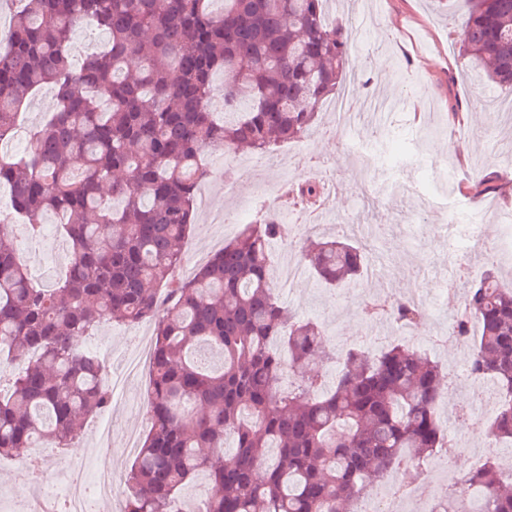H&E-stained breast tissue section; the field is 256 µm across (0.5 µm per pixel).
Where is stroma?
Instances as JSON below:
<instances>
[{"label":"stroma","instance_id":"1","mask_svg":"<svg viewBox=\"0 0 512 512\" xmlns=\"http://www.w3.org/2000/svg\"><path fill=\"white\" fill-rule=\"evenodd\" d=\"M324 10L327 22L340 21L348 27L349 69L362 81L363 96L389 100L403 113L410 112L416 101L425 107L417 122L389 137L384 136L385 125L378 119L362 124V137L382 138L387 156L399 168L401 189L377 200L363 195L362 166L346 153L343 138L329 135L336 120L324 107L304 138L275 148L263 181L242 178L233 183L227 177L236 161L252 164L255 156L242 152L221 161L205 155L204 161L212 169L204 184L207 202L195 208L185 252L203 258L233 239L237 228L212 223V214L227 208L242 210L270 183L299 180V153L319 156L324 162L319 176L329 191L328 214L319 231L328 233L342 220L354 222L369 216L371 224L386 228L379 246L388 258L379 264L376 274L365 275L347 288H326L314 274H307L281 299L298 318L317 322L329 333L352 338L365 347L374 339L384 338L389 328L362 317L361 299L417 292L429 296L440 287L441 280L432 271L448 263L445 228L449 211L482 224L486 236L498 234L499 214L512 211V165L504 159L505 153L512 151V114L492 109L501 91L480 85L474 65L461 55L458 32L466 18L463 0H326ZM411 70L421 79L413 102L406 100L403 82L404 74ZM54 104V93L47 87L27 101L21 110V130L0 144V152L24 153V138ZM455 112L461 113V121L452 120ZM489 171L500 175L501 193L473 199L457 192V184ZM419 224L424 230L416 238L411 228ZM452 315L449 309L436 310L404 338L406 345L426 353L449 371L462 362V355L434 346L431 338L447 329ZM93 336L112 345V379L119 389L104 411L88 419L82 435L73 443V456L82 460L84 475L107 468L121 480L134 461L124 447L125 433L133 429L143 433L149 427L142 401L150 383L149 364H142L128 377L123 362L142 341L151 340L152 328L147 324L107 323L96 328ZM480 442L477 434L466 440L453 438L451 446L438 453L442 472L463 473L475 468V455L495 459L512 450V443L506 441L486 449ZM29 489L24 463L0 458V512H26L24 494Z\"/></svg>","mask_w":512,"mask_h":512}]
</instances>
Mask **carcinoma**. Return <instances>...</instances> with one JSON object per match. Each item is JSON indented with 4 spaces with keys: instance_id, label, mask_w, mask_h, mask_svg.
Wrapping results in <instances>:
<instances>
[{
    "instance_id": "cac0c4a2",
    "label": "carcinoma",
    "mask_w": 512,
    "mask_h": 512,
    "mask_svg": "<svg viewBox=\"0 0 512 512\" xmlns=\"http://www.w3.org/2000/svg\"><path fill=\"white\" fill-rule=\"evenodd\" d=\"M213 2L20 0L12 16L0 141L43 87L57 107L32 129L26 154L0 155V186L31 243L44 214L61 216L70 261L54 284L33 287L0 225V457L26 461L36 435L67 447L111 402L104 368L76 343L106 321L145 322L150 428L125 479L124 512H183L182 491L201 474L214 488L205 512H355L366 489L444 446L446 375L393 340L345 350L330 390L318 374L285 387L289 372L334 353L323 328L279 298L269 243L288 245L332 288L364 273L367 244L254 221L159 305L209 176L202 155H266L301 139L347 74V29L326 24V0H222L219 11ZM84 23L107 40L76 67L70 35ZM460 44L484 83L512 95V0H468ZM133 57L141 66L129 73ZM294 190L304 205L325 196L316 177ZM498 190L492 175L464 192ZM454 328L470 337L474 376L512 393V287L496 266L466 289ZM471 428L512 442V407ZM430 512H512V482L488 460L448 477Z\"/></svg>"
}]
</instances>
